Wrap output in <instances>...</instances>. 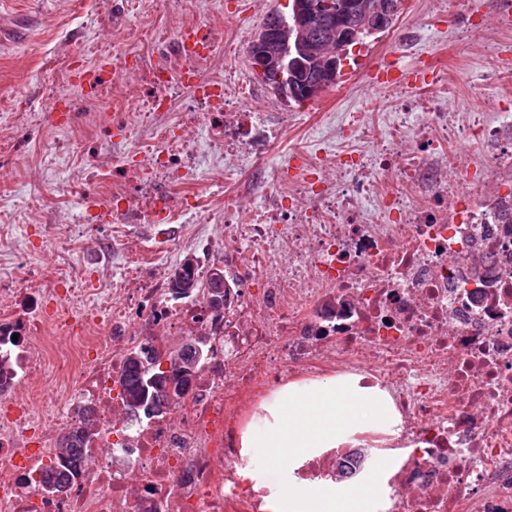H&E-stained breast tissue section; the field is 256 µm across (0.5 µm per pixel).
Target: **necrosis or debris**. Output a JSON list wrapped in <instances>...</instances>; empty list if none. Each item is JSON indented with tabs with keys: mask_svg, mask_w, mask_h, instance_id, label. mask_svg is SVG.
Returning a JSON list of instances; mask_svg holds the SVG:
<instances>
[{
	"mask_svg": "<svg viewBox=\"0 0 512 512\" xmlns=\"http://www.w3.org/2000/svg\"><path fill=\"white\" fill-rule=\"evenodd\" d=\"M203 35L200 52L145 68L136 109L167 112L201 78L183 118L202 120L225 179L261 200L246 210L225 199L223 247L185 242L223 259L224 315L175 297L172 271L139 259L130 236L113 251L135 263L109 287L80 268L0 284L16 299L0 310V512H270V488L242 476V434L286 384L331 377L386 392L398 431L315 449L293 463L298 486L353 481L358 449L372 448L391 460L377 512H512V120L448 111L437 72L435 90L400 98L385 129L349 125L363 152L318 149L290 182L270 162L284 130L251 112V82L200 67L237 44ZM463 137L473 149L454 151ZM195 153L169 124L155 145L90 171L110 185L90 222L189 223L207 206L191 191ZM176 333L213 355L175 417L131 421L126 354H166ZM86 419L84 463L52 491L60 440Z\"/></svg>",
	"mask_w": 512,
	"mask_h": 512,
	"instance_id": "obj_1",
	"label": "necrosis or debris"
}]
</instances>
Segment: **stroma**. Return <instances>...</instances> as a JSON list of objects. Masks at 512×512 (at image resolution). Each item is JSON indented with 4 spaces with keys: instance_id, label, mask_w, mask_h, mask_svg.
Segmentation results:
<instances>
[{
    "instance_id": "1",
    "label": "stroma",
    "mask_w": 512,
    "mask_h": 512,
    "mask_svg": "<svg viewBox=\"0 0 512 512\" xmlns=\"http://www.w3.org/2000/svg\"><path fill=\"white\" fill-rule=\"evenodd\" d=\"M400 8L391 31L376 34L349 49L342 79L310 104L298 106L276 97L254 81L253 111L268 121H287L273 164L288 161L293 148L313 152L345 145L344 129L352 116L391 111L387 89H369L368 73L393 55L392 31L413 34L400 59L401 67L419 70L434 60L451 63L456 85L449 109L462 103L483 108L499 93V79L479 42L461 41L469 24L512 51V27L496 22L502 0H464L452 14L435 13L432 0H411ZM286 0H0V278H18L22 269L64 272L72 265L95 271L101 284L119 276L122 263L102 260L116 232L110 224L82 221L83 201L70 186L83 183L90 167L108 169L114 157L151 136L155 124L135 120L131 132L112 124L118 109L133 111L141 58L171 61L178 32L188 23L220 27L225 39L239 31L256 35L273 10H286ZM153 28L166 35L161 45L143 48L135 57L136 31ZM103 66L97 94L86 95L74 74L76 65ZM481 98L468 99L471 89ZM197 147V194L208 200L207 211L194 222L195 233L218 237L224 230L217 216L224 209V161L214 158L201 126L188 128ZM143 253L160 254L167 267L179 266L189 249L175 242L167 224H134Z\"/></svg>"
}]
</instances>
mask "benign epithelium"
Segmentation results:
<instances>
[{"label":"benign epithelium","instance_id":"7a95c632","mask_svg":"<svg viewBox=\"0 0 512 512\" xmlns=\"http://www.w3.org/2000/svg\"><path fill=\"white\" fill-rule=\"evenodd\" d=\"M292 13L282 21L259 31L250 55L251 66L259 73L273 71L276 80L270 83L273 93L281 99L304 94L318 96L336 80L338 63L347 47L360 34L388 30L394 21L396 0H290ZM343 40L336 42V51L319 53L317 32ZM312 62L314 75L299 88L293 74Z\"/></svg>","mask_w":512,"mask_h":512}]
</instances>
